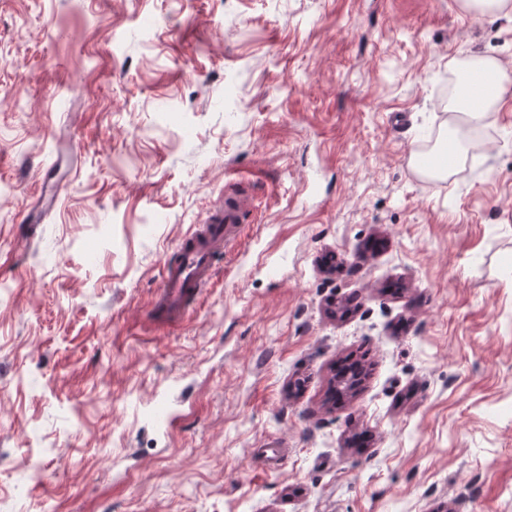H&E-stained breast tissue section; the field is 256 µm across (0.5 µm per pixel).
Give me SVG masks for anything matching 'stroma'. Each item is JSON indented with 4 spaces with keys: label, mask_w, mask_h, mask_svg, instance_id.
Instances as JSON below:
<instances>
[{
    "label": "stroma",
    "mask_w": 512,
    "mask_h": 512,
    "mask_svg": "<svg viewBox=\"0 0 512 512\" xmlns=\"http://www.w3.org/2000/svg\"><path fill=\"white\" fill-rule=\"evenodd\" d=\"M475 53L512 66V15L0 0V512H512V103L481 168H413ZM252 210L251 196L236 186L224 189V208L211 212L178 243V258L165 263L154 311L166 323L181 321L212 279L213 263L224 245L235 239L243 213Z\"/></svg>",
    "instance_id": "obj_1"
}]
</instances>
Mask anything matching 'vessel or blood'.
I'll use <instances>...</instances> for the list:
<instances>
[{"mask_svg": "<svg viewBox=\"0 0 512 512\" xmlns=\"http://www.w3.org/2000/svg\"><path fill=\"white\" fill-rule=\"evenodd\" d=\"M251 196L235 186L224 189V206L211 212L178 243V258L163 267L154 310L167 323L181 321L200 292L212 279L213 263L225 244L235 239Z\"/></svg>", "mask_w": 512, "mask_h": 512, "instance_id": "b4317fda", "label": "vessel or blood"}]
</instances>
